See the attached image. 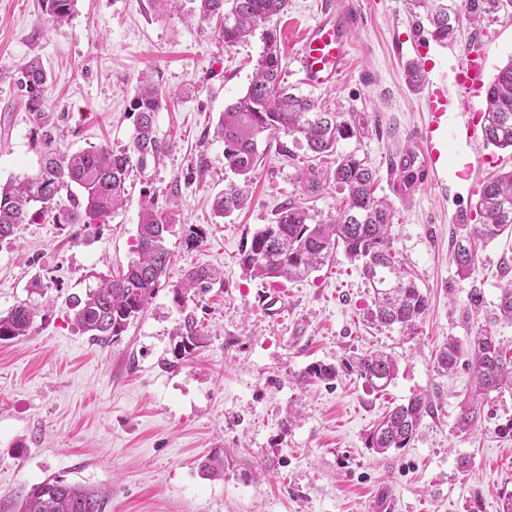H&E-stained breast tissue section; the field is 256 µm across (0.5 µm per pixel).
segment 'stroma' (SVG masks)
<instances>
[{"mask_svg":"<svg viewBox=\"0 0 512 512\" xmlns=\"http://www.w3.org/2000/svg\"><path fill=\"white\" fill-rule=\"evenodd\" d=\"M318 2L288 0L267 26L280 38L288 84L356 126L337 151L365 158L377 195L395 209L392 247L429 301L411 339L368 322L370 290L341 252L305 279L277 281L288 303L284 318L258 302L264 283L241 265L253 235L288 203L324 219L344 204L331 185L304 193L299 177L309 153L301 137L270 135L249 207L223 219L212 213L214 196L232 179L215 128L252 79L262 33L225 46L219 21L191 17L192 0L176 9L158 0H77L60 25L46 19L41 0H0L1 183L38 168L43 139L13 82L35 56L50 73L45 104L58 147H129L130 100L146 74L164 96L157 133L172 143L158 165L131 173L124 206L99 228L41 219L0 246V314L28 299L33 280L48 286L31 334L0 343V512H19L30 487L49 477L111 490L107 512H376L386 501L391 512H499L503 492H512V435L501 432L512 422V392L489 393L477 426L458 432L471 374L462 366L445 374L434 362L448 338L464 342L479 328L512 347V322L497 309L512 284V234L483 246L470 275L451 259L460 214L474 212L482 182L512 170V151L449 141L447 183L409 199L393 196L387 171L390 155L422 123L426 91L406 79L418 48L428 49L425 83L451 78L456 52L468 43L479 45L487 75H495L512 60V7L481 12L475 24L469 0H454L456 38L443 47L406 0H345L363 23L352 33L344 76L316 88L296 54ZM281 144L289 156L277 154ZM149 192L171 224V264L152 303L121 336L94 340L75 327L68 300L84 295L90 274L127 265ZM191 227L203 234L194 247L186 243ZM192 267L220 270L224 280L189 302L204 341L178 361L182 314L172 288ZM372 349L399 361L384 393L348 370ZM316 362L337 367L338 377L299 384L297 374ZM422 394L435 412L410 447L383 455L366 448L390 407ZM218 448L224 476L212 480L197 463Z\"/></svg>","mask_w":512,"mask_h":512,"instance_id":"1","label":"stroma"}]
</instances>
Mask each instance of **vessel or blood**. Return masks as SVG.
I'll return each mask as SVG.
<instances>
[{
  "instance_id": "vessel-or-blood-1",
  "label": "vessel or blood",
  "mask_w": 512,
  "mask_h": 512,
  "mask_svg": "<svg viewBox=\"0 0 512 512\" xmlns=\"http://www.w3.org/2000/svg\"><path fill=\"white\" fill-rule=\"evenodd\" d=\"M360 20L341 0H322L318 21L300 38L297 62L307 83L321 87L341 77L352 50L350 32ZM485 88L484 68L468 47L459 50L452 92L430 87L427 120L409 138L408 146L393 159L389 186L395 195L409 198L420 189L443 182L444 151L449 136L479 139L476 122L468 110L473 97Z\"/></svg>"
}]
</instances>
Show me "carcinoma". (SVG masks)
Segmentation results:
<instances>
[{"label": "carcinoma", "mask_w": 512, "mask_h": 512, "mask_svg": "<svg viewBox=\"0 0 512 512\" xmlns=\"http://www.w3.org/2000/svg\"><path fill=\"white\" fill-rule=\"evenodd\" d=\"M77 0H41L43 12L54 24L71 17ZM425 9L429 34L438 43L454 38L453 5L448 0H409ZM288 0H198L199 19L222 17L220 34L224 44L233 46L251 36L257 26L282 12ZM48 72L38 57H32L18 71L16 85L25 104L36 115L40 128L49 125L43 91ZM163 96L150 79H145L132 100L136 113L131 145L120 151L100 146L67 152L44 138L37 171L0 183V243H9L22 224L49 217L56 224H81L97 228L120 208L125 184L133 169L144 171L156 164L172 148L155 129L156 113ZM484 141L500 149H512V60L501 67L489 83L482 111ZM284 130L300 135L314 157L336 153L340 141L351 138L356 127L340 120V113L318 109L308 96L293 92L284 81V66L278 37L266 33L263 52L246 92L224 109L217 135L224 142L227 168L247 181L259 158L262 137ZM304 192L318 193L333 183L346 192L344 208L337 216L316 220L303 204L290 203L252 238L242 259L246 272L255 279L303 278L330 261L338 250L348 259L362 263L371 287L372 322L398 326L408 336L415 334L428 310L427 296L412 275L399 264L391 245L390 229L395 210L385 198L374 196L375 172L353 154L341 155L331 171L310 165L301 176ZM76 186L77 195L71 190ZM66 195H61V192ZM248 204L245 191L236 184L218 193L213 201L215 216L224 218ZM480 221L464 225L465 233L453 244V259L465 275L475 264L476 246L512 232V171L483 183L477 204ZM170 225L157 205L156 195L144 200L135 239L134 257L127 266L109 276L97 277L85 296L72 302L74 325L101 342L121 335L127 325L147 309L155 298L160 279L171 261L166 247ZM220 281L213 269L193 268L173 289L179 306L190 296ZM38 314L36 303L25 300L0 315V341L29 335ZM175 336L174 358L181 360L203 343L201 324L188 314ZM467 358L472 386L462 405L456 429L468 431L480 418L478 401L490 392L512 390V356H507L494 337L480 331L466 344L455 338L440 349L438 367L453 372L461 358ZM352 370L364 384L384 392L398 370L396 358L382 350L360 357ZM337 368L320 363L308 365L299 375L302 383L331 381ZM433 405L423 396H414L390 409L370 430L365 447L377 454L410 447ZM198 468L205 476H224V453L216 451L202 458ZM110 494L59 477L47 478L32 486L22 499L19 512H106Z\"/></svg>", "instance_id": "1"}]
</instances>
